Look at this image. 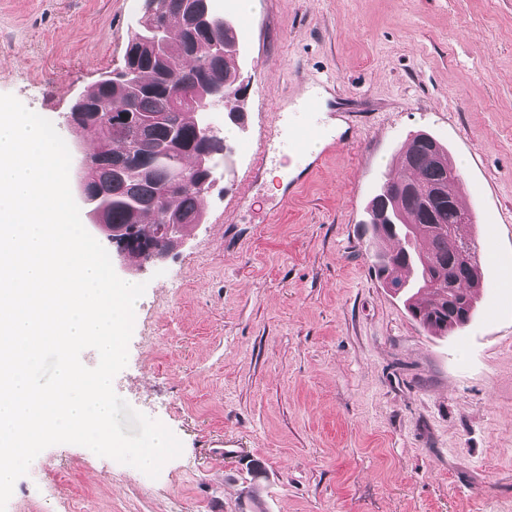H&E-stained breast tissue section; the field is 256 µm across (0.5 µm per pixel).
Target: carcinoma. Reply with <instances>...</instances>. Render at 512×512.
I'll return each mask as SVG.
<instances>
[{
    "label": "carcinoma",
    "instance_id": "obj_1",
    "mask_svg": "<svg viewBox=\"0 0 512 512\" xmlns=\"http://www.w3.org/2000/svg\"><path fill=\"white\" fill-rule=\"evenodd\" d=\"M190 0H156L154 18L167 32L166 52L159 54L130 33L121 68L138 76L139 88L131 92L116 81H100L86 94L89 112L82 118L90 131L96 162L90 195L106 187L100 199L106 223L134 227L136 234L159 249L169 236L200 224L204 213L198 198L203 173L194 170L197 154L225 161L232 147L224 138L202 128L192 110L176 111L180 94L205 84L224 86L228 116L236 120L241 109L243 67L237 53L239 39L234 22L218 21L207 31L188 27ZM224 42V52L212 42ZM119 143L123 150L112 152ZM402 167L416 177L388 174L367 207L373 229V267L384 284L403 291L412 319L427 333L446 336L471 320L481 287L477 245L459 235L463 224L473 223L472 213L456 202L460 175L448 148L432 136L412 137L402 156ZM399 238L396 252L383 248ZM467 250L473 263L459 255Z\"/></svg>",
    "mask_w": 512,
    "mask_h": 512
}]
</instances>
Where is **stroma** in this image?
<instances>
[{"instance_id": "stroma-1", "label": "stroma", "mask_w": 512, "mask_h": 512, "mask_svg": "<svg viewBox=\"0 0 512 512\" xmlns=\"http://www.w3.org/2000/svg\"><path fill=\"white\" fill-rule=\"evenodd\" d=\"M238 24L244 120L202 223L145 284L127 403L183 452L158 478L50 446L6 512H512V0H218ZM142 0H0V94L64 141L120 64ZM328 142L272 191L310 94ZM418 131L461 166L468 229L496 260L470 322L426 334L377 279L366 206ZM262 467L260 485L251 481Z\"/></svg>"}]
</instances>
